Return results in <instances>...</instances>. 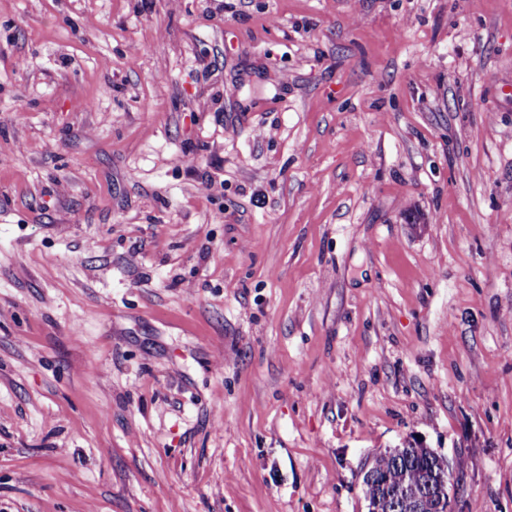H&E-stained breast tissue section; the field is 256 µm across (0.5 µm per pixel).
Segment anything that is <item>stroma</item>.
I'll list each match as a JSON object with an SVG mask.
<instances>
[{
  "instance_id": "stroma-1",
  "label": "stroma",
  "mask_w": 512,
  "mask_h": 512,
  "mask_svg": "<svg viewBox=\"0 0 512 512\" xmlns=\"http://www.w3.org/2000/svg\"><path fill=\"white\" fill-rule=\"evenodd\" d=\"M388 448L512 512V0H0V512H367Z\"/></svg>"
}]
</instances>
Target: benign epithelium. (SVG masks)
<instances>
[{
  "label": "benign epithelium",
  "mask_w": 512,
  "mask_h": 512,
  "mask_svg": "<svg viewBox=\"0 0 512 512\" xmlns=\"http://www.w3.org/2000/svg\"><path fill=\"white\" fill-rule=\"evenodd\" d=\"M400 449L393 448L374 457L365 475L370 485L378 487L375 494L367 496L368 512H389V508L405 499L414 502V512H454L450 494L448 463L437 457L440 472L437 478L422 489L406 483H392L379 469L381 459L395 455Z\"/></svg>",
  "instance_id": "benign-epithelium-1"
}]
</instances>
